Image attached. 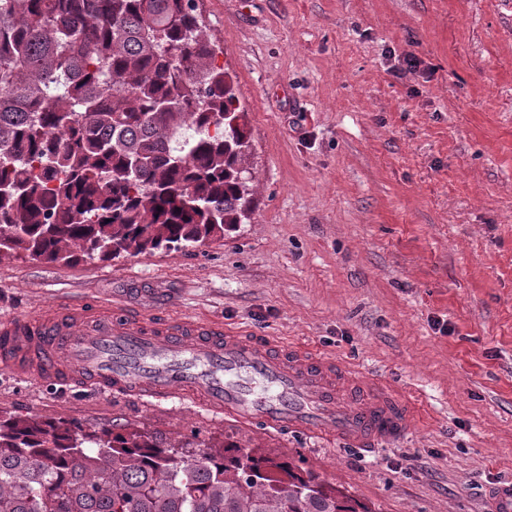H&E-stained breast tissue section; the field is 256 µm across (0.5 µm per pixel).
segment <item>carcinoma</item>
<instances>
[{"label": "carcinoma", "mask_w": 512, "mask_h": 512, "mask_svg": "<svg viewBox=\"0 0 512 512\" xmlns=\"http://www.w3.org/2000/svg\"><path fill=\"white\" fill-rule=\"evenodd\" d=\"M197 0H0V255L186 250L250 219V135ZM0 512H373L234 441L0 414Z\"/></svg>", "instance_id": "obj_1"}]
</instances>
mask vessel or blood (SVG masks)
Wrapping results in <instances>:
<instances>
[{
    "mask_svg": "<svg viewBox=\"0 0 512 512\" xmlns=\"http://www.w3.org/2000/svg\"><path fill=\"white\" fill-rule=\"evenodd\" d=\"M0 369L63 386L188 397L238 423L365 447L403 437L415 412L401 391L358 384L354 368L296 344L223 325L68 305L0 325Z\"/></svg>",
    "mask_w": 512,
    "mask_h": 512,
    "instance_id": "1",
    "label": "vessel or blood"
}]
</instances>
